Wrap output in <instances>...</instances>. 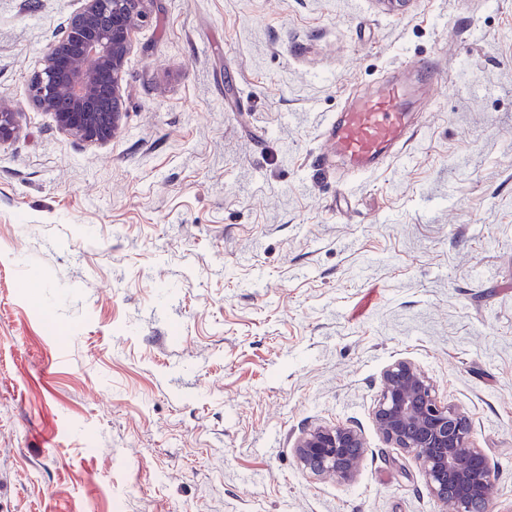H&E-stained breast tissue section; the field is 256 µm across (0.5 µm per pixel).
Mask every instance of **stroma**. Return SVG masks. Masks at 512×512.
<instances>
[{"label": "stroma", "mask_w": 512, "mask_h": 512, "mask_svg": "<svg viewBox=\"0 0 512 512\" xmlns=\"http://www.w3.org/2000/svg\"><path fill=\"white\" fill-rule=\"evenodd\" d=\"M81 0H0V512H450L372 411L418 364L512 512V0H155L112 140L29 98ZM416 69L378 171L325 158ZM352 424L349 482L296 437ZM17 114L12 105L5 100H0V143L11 140L17 132Z\"/></svg>", "instance_id": "35a3bbf8"}]
</instances>
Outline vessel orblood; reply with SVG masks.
I'll use <instances>...</instances> for the list:
<instances>
[{
  "label": "vessel or blood",
  "mask_w": 512,
  "mask_h": 512,
  "mask_svg": "<svg viewBox=\"0 0 512 512\" xmlns=\"http://www.w3.org/2000/svg\"><path fill=\"white\" fill-rule=\"evenodd\" d=\"M409 94L407 83L399 81L357 95L328 127L329 154L357 174L382 168L409 126Z\"/></svg>",
  "instance_id": "b4317fda"
}]
</instances>
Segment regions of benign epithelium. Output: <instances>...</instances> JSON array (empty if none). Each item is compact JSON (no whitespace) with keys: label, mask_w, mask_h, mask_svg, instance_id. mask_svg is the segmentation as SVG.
<instances>
[{"label":"benign epithelium","mask_w":512,"mask_h":512,"mask_svg":"<svg viewBox=\"0 0 512 512\" xmlns=\"http://www.w3.org/2000/svg\"><path fill=\"white\" fill-rule=\"evenodd\" d=\"M152 0H82L81 8L48 48L30 84L35 106L50 113L60 130L90 143H105L124 111L121 74L132 35L149 18ZM17 113L0 100V143L17 132ZM376 431L390 448L419 464L429 494L451 502L455 512H490L495 478L472 422L442 401L433 381L414 362L397 360L382 372L373 408ZM366 443L347 425L316 426L297 438L300 466L315 476L350 481Z\"/></svg>","instance_id":"7a95c632"}]
</instances>
